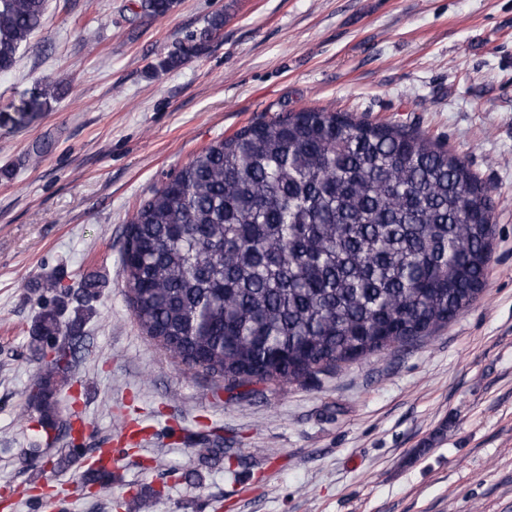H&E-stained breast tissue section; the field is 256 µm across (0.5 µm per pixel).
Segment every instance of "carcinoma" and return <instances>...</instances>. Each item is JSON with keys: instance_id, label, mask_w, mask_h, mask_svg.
Returning <instances> with one entry per match:
<instances>
[{"instance_id": "obj_1", "label": "carcinoma", "mask_w": 512, "mask_h": 512, "mask_svg": "<svg viewBox=\"0 0 512 512\" xmlns=\"http://www.w3.org/2000/svg\"><path fill=\"white\" fill-rule=\"evenodd\" d=\"M175 0H140L161 17ZM46 0H0V73L42 24ZM212 16L157 72L204 54ZM42 107L16 106L14 121ZM490 200L458 155L417 128L306 107L254 121L197 152L136 209L123 274L142 332L233 386L291 382L413 344L486 287ZM65 299L39 335L62 332ZM30 387L42 422L74 344Z\"/></svg>"}]
</instances>
